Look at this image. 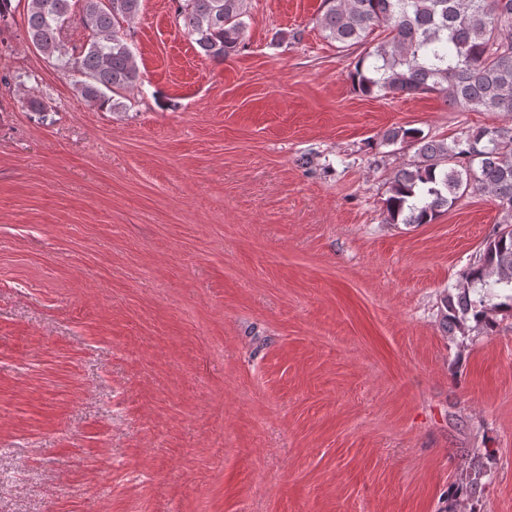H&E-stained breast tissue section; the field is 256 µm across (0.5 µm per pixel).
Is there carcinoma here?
<instances>
[{
  "instance_id": "carcinoma-1",
  "label": "carcinoma",
  "mask_w": 512,
  "mask_h": 512,
  "mask_svg": "<svg viewBox=\"0 0 512 512\" xmlns=\"http://www.w3.org/2000/svg\"><path fill=\"white\" fill-rule=\"evenodd\" d=\"M15 1L23 7L28 40L58 70L78 77L84 98L113 112L125 109L119 96L139 80L130 25L142 0H78L76 15L91 38L77 57L61 40L76 16L73 0H0L1 25ZM176 2L177 17L202 55L224 58L239 50L247 0ZM317 24L340 48H362L349 75L363 96L437 93L454 109L512 115V0H321ZM386 141L415 145L418 156L391 181L386 223L430 224L477 192L499 201L502 225L440 307L449 334L465 333L471 322L491 327V312H512V127L465 131L449 142L398 127ZM489 484L490 469L479 462L455 497L468 499Z\"/></svg>"
}]
</instances>
